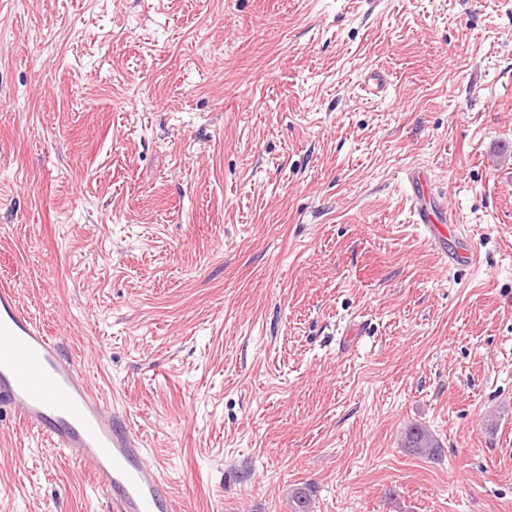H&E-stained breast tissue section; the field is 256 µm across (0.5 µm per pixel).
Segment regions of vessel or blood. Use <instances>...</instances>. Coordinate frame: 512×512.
Wrapping results in <instances>:
<instances>
[{
  "label": "vessel or blood",
  "mask_w": 512,
  "mask_h": 512,
  "mask_svg": "<svg viewBox=\"0 0 512 512\" xmlns=\"http://www.w3.org/2000/svg\"><path fill=\"white\" fill-rule=\"evenodd\" d=\"M417 221L450 260L469 259L447 206L425 200L426 177L411 171ZM53 442L85 467L112 502L113 512H174L159 465L129 423L59 343L19 303L15 288L0 285V409Z\"/></svg>",
  "instance_id": "b4317fda"
}]
</instances>
